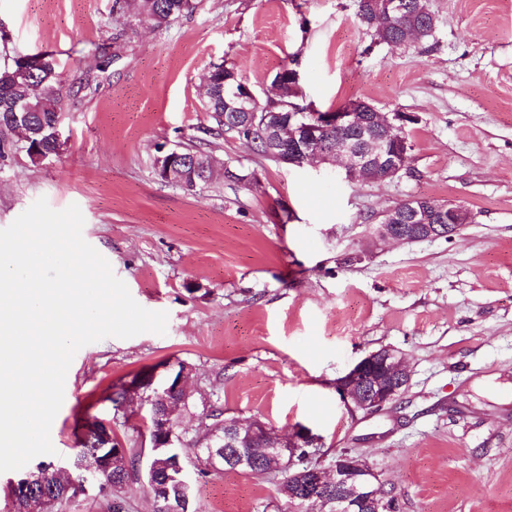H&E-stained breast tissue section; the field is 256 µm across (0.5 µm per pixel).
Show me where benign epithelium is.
Segmentation results:
<instances>
[{"label":"benign epithelium","mask_w":512,"mask_h":512,"mask_svg":"<svg viewBox=\"0 0 512 512\" xmlns=\"http://www.w3.org/2000/svg\"><path fill=\"white\" fill-rule=\"evenodd\" d=\"M375 19L390 18L403 13L405 0H370ZM226 109L247 121L259 120V127L269 153L286 156L287 163L302 165L318 160L333 164L342 162V170L349 180H363L365 172L374 173L378 182L392 181L407 170L411 144L403 137L393 138L394 130H402L414 121L406 112L381 114L374 106L356 100L330 112H255L259 99L253 89L238 79L236 74L224 78L222 87ZM346 132V137L335 145L327 143L326 134L332 129ZM179 153L162 149L155 161L158 177L170 184H179L182 168L176 163ZM474 214L462 205H433L425 197L402 200L388 209L377 224L380 239L414 243L452 236L453 230L469 224ZM191 367L185 363L167 374V382L174 389L184 388ZM410 371L397 359L390 348L369 352L336 382V392L346 408L352 412L372 414L396 401L408 389ZM97 461L95 467L106 472L124 473L129 458L123 441L112 431V424H95ZM263 435L270 442L263 449L261 462L269 464L267 472L288 474V499L306 505L315 500L320 512H393L394 501L382 493V483L372 465L360 456L343 450L336 455L330 468L307 463L309 452L302 447L316 444L317 438L307 429H299L286 439L275 430L264 427ZM239 437L237 425L224 422V448L209 449L211 465L218 466L224 458L236 468L249 471L254 460L242 454H233ZM149 486L153 496L166 500V512H188L184 500L170 498L171 481L189 487L181 456L172 460L166 476L158 473V463L149 458L147 466ZM36 476L27 475L11 482L15 499L23 504L22 512H39L44 498L31 494Z\"/></svg>","instance_id":"1"}]
</instances>
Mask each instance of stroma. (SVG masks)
I'll list each match as a JSON object with an SVG mask.
<instances>
[{
    "mask_svg": "<svg viewBox=\"0 0 512 512\" xmlns=\"http://www.w3.org/2000/svg\"><path fill=\"white\" fill-rule=\"evenodd\" d=\"M425 6L432 36L391 49L372 46L356 0H204L161 30L113 0H0V61L50 53L69 93L59 157L0 162V229L41 198L77 205L84 240L141 307L168 315L165 334L77 351L44 462L76 455L100 421L147 459L145 411L115 416L112 389L185 361L225 417L309 429L326 467L344 450L366 458L398 512H512V0ZM223 62L261 98L288 65L312 109L362 99L414 115L407 170L348 181L228 135L215 155L235 179L160 181L158 146L206 123L202 77ZM411 197L475 218L447 240L374 241L381 214ZM382 347L410 386L350 414L336 381ZM186 470L197 512H294L281 475Z\"/></svg>",
    "mask_w": 512,
    "mask_h": 512,
    "instance_id": "stroma-1",
    "label": "stroma"
}]
</instances>
